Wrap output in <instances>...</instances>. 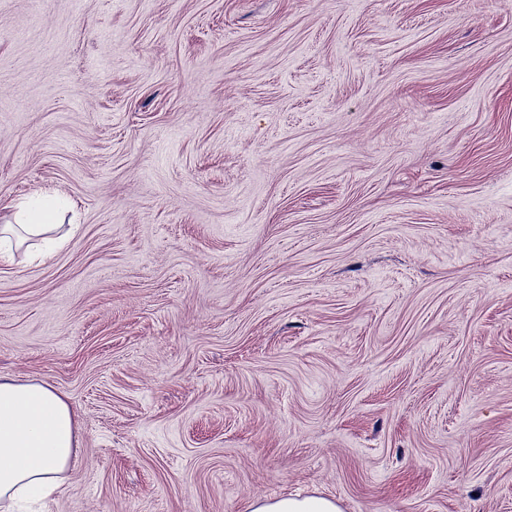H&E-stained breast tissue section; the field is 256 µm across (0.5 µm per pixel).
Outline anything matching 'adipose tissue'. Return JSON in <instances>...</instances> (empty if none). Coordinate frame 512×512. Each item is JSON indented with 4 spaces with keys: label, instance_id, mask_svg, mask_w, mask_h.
<instances>
[{
    "label": "adipose tissue",
    "instance_id": "ef3b65f1",
    "mask_svg": "<svg viewBox=\"0 0 512 512\" xmlns=\"http://www.w3.org/2000/svg\"><path fill=\"white\" fill-rule=\"evenodd\" d=\"M61 206L40 194L0 225V247L31 239L46 248L58 242ZM79 450L78 421L67 400L47 384L0 376V512L40 501L64 486ZM248 512H342L319 495L254 498Z\"/></svg>",
    "mask_w": 512,
    "mask_h": 512
}]
</instances>
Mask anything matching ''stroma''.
Instances as JSON below:
<instances>
[{
    "label": "stroma",
    "instance_id": "35a3bbf8",
    "mask_svg": "<svg viewBox=\"0 0 512 512\" xmlns=\"http://www.w3.org/2000/svg\"><path fill=\"white\" fill-rule=\"evenodd\" d=\"M0 375L45 512H512V0H0ZM61 206L58 199L47 194H39L36 199L19 206L14 214V224L0 225V248L9 246L13 240L26 242L31 239H39L50 252L57 244V237L52 233L60 226L59 221ZM78 450V421L62 395L43 382L0 376L1 511L64 486ZM247 512H342L335 499L319 495L253 498Z\"/></svg>",
    "mask_w": 512,
    "mask_h": 512
}]
</instances>
